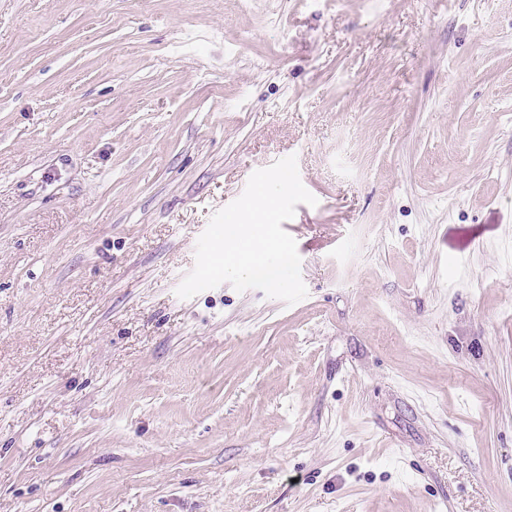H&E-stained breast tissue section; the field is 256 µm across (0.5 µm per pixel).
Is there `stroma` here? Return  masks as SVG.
I'll return each instance as SVG.
<instances>
[{
	"label": "stroma",
	"instance_id": "stroma-1",
	"mask_svg": "<svg viewBox=\"0 0 512 512\" xmlns=\"http://www.w3.org/2000/svg\"><path fill=\"white\" fill-rule=\"evenodd\" d=\"M0 512H512V0H0Z\"/></svg>",
	"mask_w": 512,
	"mask_h": 512
}]
</instances>
